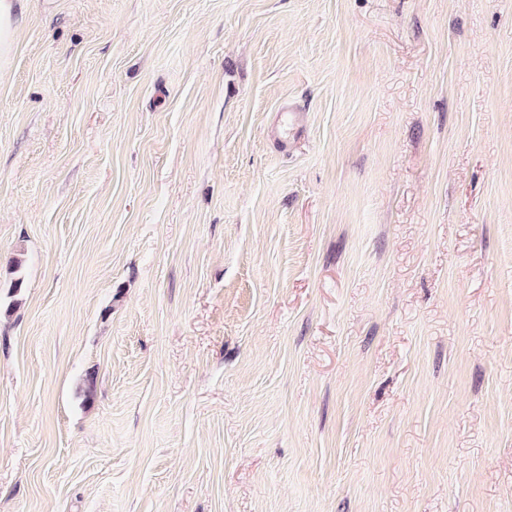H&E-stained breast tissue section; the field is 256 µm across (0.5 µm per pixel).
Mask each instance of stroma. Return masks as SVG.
Segmentation results:
<instances>
[{"mask_svg":"<svg viewBox=\"0 0 512 512\" xmlns=\"http://www.w3.org/2000/svg\"><path fill=\"white\" fill-rule=\"evenodd\" d=\"M0 512H512V0H27ZM303 116L304 112L294 102L284 103L275 113L271 135L283 151L288 148L292 138L302 127Z\"/></svg>","mask_w":512,"mask_h":512,"instance_id":"35a3bbf8","label":"stroma"}]
</instances>
